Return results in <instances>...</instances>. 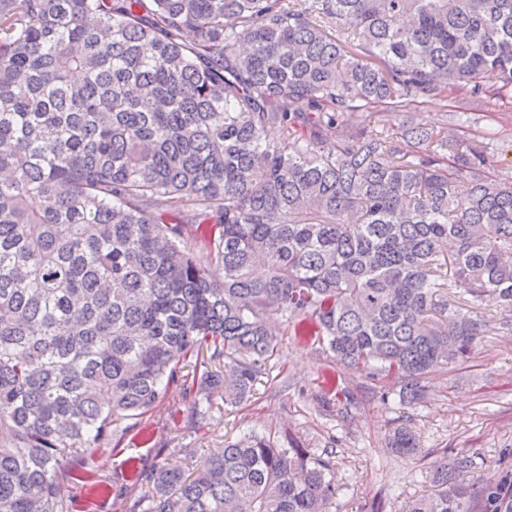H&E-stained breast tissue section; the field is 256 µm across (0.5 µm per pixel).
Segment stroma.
<instances>
[{"label":"stroma","instance_id":"obj_1","mask_svg":"<svg viewBox=\"0 0 512 512\" xmlns=\"http://www.w3.org/2000/svg\"><path fill=\"white\" fill-rule=\"evenodd\" d=\"M466 112L469 131L478 136L495 129L486 151L492 169L512 178V98L477 110L422 104L411 112L373 116L378 128L394 130L403 122L436 128L456 126L457 111ZM349 389L352 400L339 398ZM192 401L171 387L155 408L112 424L111 441L93 449L80 463H67L65 493L73 512H130L148 495L139 475L156 467L194 475L200 463L246 431L275 440L294 436L315 454L331 455L336 493L325 512H403L412 500L434 494L429 478L430 454L467 449L474 466L466 482L512 473V334L482 337L469 362L430 377L429 395L416 408L381 402L363 376L336 364L301 337L284 334L263 365L249 397L240 403L214 394L207 403L205 424L190 420ZM407 422L417 433L422 455L406 457L386 445L393 421Z\"/></svg>","mask_w":512,"mask_h":512}]
</instances>
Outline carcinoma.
Wrapping results in <instances>:
<instances>
[{
	"mask_svg": "<svg viewBox=\"0 0 512 512\" xmlns=\"http://www.w3.org/2000/svg\"><path fill=\"white\" fill-rule=\"evenodd\" d=\"M508 91L512 0H0V512H70L62 464L172 385L194 422L242 400L279 323L425 402L512 329L462 309L512 311V180L464 135L371 117ZM206 350L229 372L181 374ZM388 444L419 451L404 423ZM472 467L435 459L407 512H512ZM148 481L132 512L336 494L330 460L253 431Z\"/></svg>",
	"mask_w": 512,
	"mask_h": 512,
	"instance_id": "carcinoma-1",
	"label": "carcinoma"
}]
</instances>
